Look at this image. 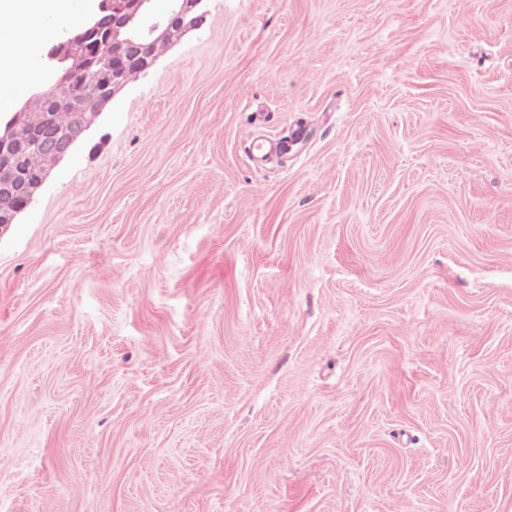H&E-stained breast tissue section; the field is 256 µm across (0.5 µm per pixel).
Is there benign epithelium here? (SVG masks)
<instances>
[{"label":"benign epithelium","mask_w":512,"mask_h":512,"mask_svg":"<svg viewBox=\"0 0 512 512\" xmlns=\"http://www.w3.org/2000/svg\"><path fill=\"white\" fill-rule=\"evenodd\" d=\"M155 0H97V10L76 29H69L45 54L44 84L32 96L52 87L55 106L73 114L71 129L49 133L44 123L33 130L34 151L47 158L35 165L26 180L16 185L11 156L16 128L27 122L28 103L0 120V228L17 223L19 214L34 200L51 167L68 156L96 123L103 110L126 85L125 69L153 66L154 44L169 45L197 28L206 15L207 0H171L164 17L152 13Z\"/></svg>","instance_id":"obj_1"}]
</instances>
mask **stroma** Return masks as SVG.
<instances>
[{
    "label": "stroma",
    "mask_w": 512,
    "mask_h": 512,
    "mask_svg": "<svg viewBox=\"0 0 512 512\" xmlns=\"http://www.w3.org/2000/svg\"><path fill=\"white\" fill-rule=\"evenodd\" d=\"M206 10L0 235V499L512 512V0Z\"/></svg>",
    "instance_id": "1"
}]
</instances>
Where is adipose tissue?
Returning a JSON list of instances; mask_svg holds the SVG:
<instances>
[{"instance_id": "obj_1", "label": "adipose tissue", "mask_w": 512, "mask_h": 512, "mask_svg": "<svg viewBox=\"0 0 512 512\" xmlns=\"http://www.w3.org/2000/svg\"><path fill=\"white\" fill-rule=\"evenodd\" d=\"M47 13L66 23L76 22L80 13L78 0H0V51L9 53L30 45L29 36L19 35V23L33 25Z\"/></svg>"}]
</instances>
